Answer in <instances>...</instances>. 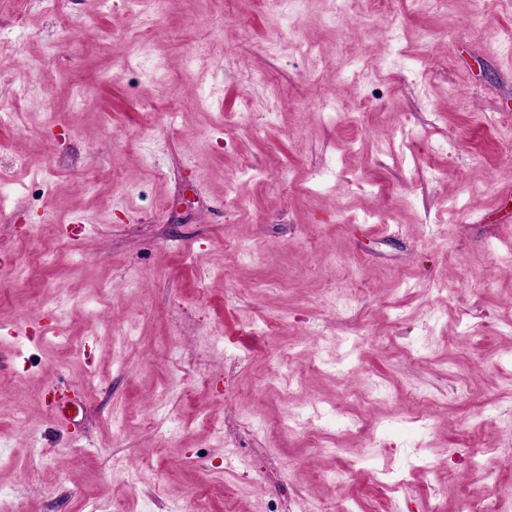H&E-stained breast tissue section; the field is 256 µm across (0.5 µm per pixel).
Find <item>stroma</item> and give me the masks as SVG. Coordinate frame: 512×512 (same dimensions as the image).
Listing matches in <instances>:
<instances>
[{
	"label": "stroma",
	"mask_w": 512,
	"mask_h": 512,
	"mask_svg": "<svg viewBox=\"0 0 512 512\" xmlns=\"http://www.w3.org/2000/svg\"><path fill=\"white\" fill-rule=\"evenodd\" d=\"M509 32L512 0H0V498L466 512L477 434L512 512Z\"/></svg>",
	"instance_id": "1"
}]
</instances>
